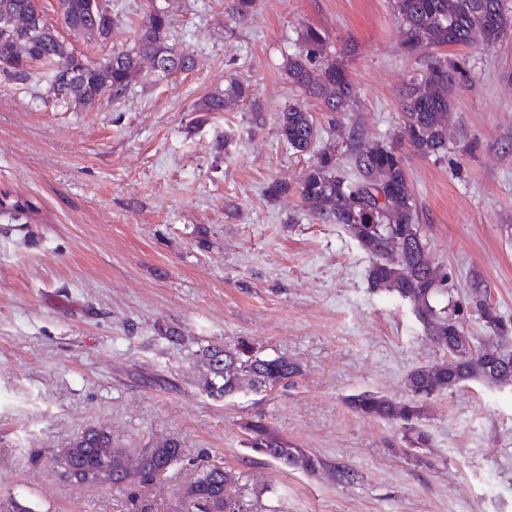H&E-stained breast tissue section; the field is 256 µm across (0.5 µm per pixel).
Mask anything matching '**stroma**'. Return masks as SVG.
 Segmentation results:
<instances>
[{
	"label": "stroma",
	"instance_id": "1",
	"mask_svg": "<svg viewBox=\"0 0 512 512\" xmlns=\"http://www.w3.org/2000/svg\"><path fill=\"white\" fill-rule=\"evenodd\" d=\"M153 3L193 70L143 64L123 96L87 110L33 102L0 78V191L35 206L0 217V512L13 496L36 512H175L207 463L246 512H512V381L428 399L424 448L403 423L348 407L363 391L406 399L408 372L443 353L407 302L369 287L356 242L305 214L295 186L313 157L279 135L281 112L301 102L338 151L356 133L399 143L423 62L403 53L391 0H258L239 21L232 0H112L109 44L60 34L97 60L133 45ZM309 27L354 82L348 111H323L288 81V50ZM448 55L474 75L454 95L448 151L408 149L405 164L454 298L468 301L481 276L512 325V30ZM230 75L249 100L197 117ZM273 181L288 189L270 198ZM224 343L300 372L267 392L209 396L195 352ZM257 418L321 467L252 451L242 425ZM89 425L130 455L177 440L182 460L135 500L64 480L49 455Z\"/></svg>",
	"mask_w": 512,
	"mask_h": 512
}]
</instances>
